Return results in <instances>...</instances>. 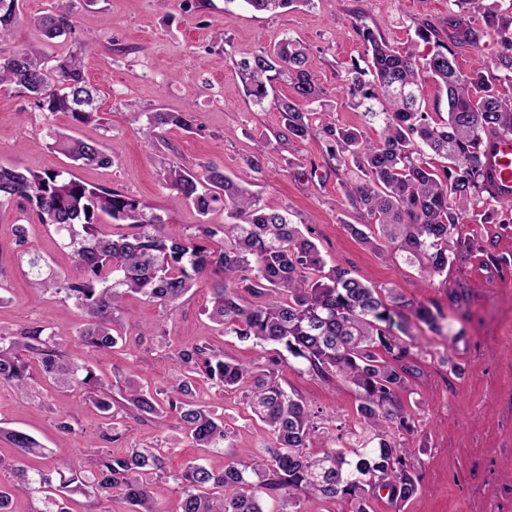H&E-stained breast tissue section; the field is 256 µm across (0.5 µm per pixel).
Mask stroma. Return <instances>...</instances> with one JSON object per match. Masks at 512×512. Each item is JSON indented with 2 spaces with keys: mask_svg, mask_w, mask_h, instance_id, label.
<instances>
[{
  "mask_svg": "<svg viewBox=\"0 0 512 512\" xmlns=\"http://www.w3.org/2000/svg\"><path fill=\"white\" fill-rule=\"evenodd\" d=\"M53 0H22L12 47L37 46L55 56L79 51L84 74L96 88L99 118L87 124L49 114L14 88H0V165L43 171L68 165L49 148V134L59 131L100 142L111 157L108 168L79 166L82 182L109 187L135 197L169 225L192 228L196 212L173 205L163 185L171 161L188 167L200 162L223 166L226 175L248 186L261 203L286 208L292 223L310 227L328 266H342L369 286H392L406 298L438 305L451 326L439 336L417 332L414 362L420 375L401 399L414 412L413 428L398 433L409 448L420 478V491L403 505L372 500L373 512H512V223H503L495 202L483 207L488 222L458 225L455 238L473 241L443 275L425 278L418 266L392 257L386 245L364 244L349 225L362 223L336 173L331 141L288 138L273 105L258 106L244 93L235 62L245 54L282 39L303 41L308 66L325 91L322 104L336 125L356 127L373 142L377 125L352 106L345 74L352 66L367 68V27L403 47L422 22L448 41L461 69L493 58L496 45L485 31L453 41L449 21L460 14L453 0H313L307 7L279 14L258 13L244 0H74L75 28L49 41L32 19ZM136 112H186L192 131L158 130L155 138L140 133ZM261 155V172L246 164ZM21 224L30 242L51 267L78 277L71 249L32 211L0 208V333L27 325L49 324L63 352L75 362H89L96 373L119 385L168 388L177 384L179 349L206 345L225 358L263 365L270 347L225 335L204 313L212 280L199 279L172 311L132 298L119 317L122 337L112 349L87 354L75 340L84 321L81 310L62 296L30 287L17 260L12 228ZM461 374H454V367ZM281 383L323 415L309 450L321 452L338 428H357L356 394L297 371L284 370ZM199 401L223 418L232 430L220 448L195 447L174 415L165 426L133 423L113 450L130 446L165 449L170 471L192 461L220 471L231 462L259 454L267 434L251 415L239 390H222L206 378L196 381ZM68 421L70 431L58 429ZM0 425L34 436L45 456L29 459L31 467L50 470L60 459L90 460L103 447L105 421L72 391L33 385L29 394L0 384Z\"/></svg>",
  "mask_w": 512,
  "mask_h": 512,
  "instance_id": "1",
  "label": "stroma"
}]
</instances>
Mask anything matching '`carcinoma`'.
Returning a JSON list of instances; mask_svg holds the SVG:
<instances>
[{"instance_id":"1","label":"carcinoma","mask_w":512,"mask_h":512,"mask_svg":"<svg viewBox=\"0 0 512 512\" xmlns=\"http://www.w3.org/2000/svg\"><path fill=\"white\" fill-rule=\"evenodd\" d=\"M19 2L0 0L1 43L11 35ZM243 2L256 12L276 13L312 0ZM457 3L481 17L497 45L494 60L480 59L460 69L455 54L427 23L416 30L417 41L405 48L368 28L361 30L373 81L362 82L356 68L346 73V81L365 116L381 127L377 143L357 128L336 126L328 112L305 108L320 101L324 91L307 68L303 44L284 39L236 62L244 90L256 104L273 96L289 136L297 141L322 136L336 144V170L355 174L344 181L348 200L371 220L348 225L351 234L364 243L379 237L428 278L443 275L455 260L461 244L453 231L476 219L486 198L512 210V201L498 199L501 188L487 163L492 140L512 136V80L492 75L495 67L512 70V14L485 5V0ZM34 25L51 40L71 32V0H56L54 10L35 18ZM285 76L292 94L281 97L274 83ZM426 76L445 89V119L419 109ZM3 85L17 88L43 111L64 112L79 123L97 117L96 89L86 80L78 54L59 57L49 66L38 47L14 49L0 56ZM133 117L146 118L147 135L167 126L187 132L193 127L182 112H135ZM51 139L49 147L74 163L112 165L97 143L59 132ZM436 157L448 164L436 166ZM163 180L174 202L192 207L202 218L220 204L231 223L215 227L201 222L189 234L168 229L163 217L147 212L140 200L90 187L67 170L33 172L0 165V208L15 203L53 226L68 239L66 246L81 271L75 279L56 275L28 241L24 225L16 224L14 242L32 287L62 293L84 310L87 320L78 338L99 352L120 338L116 312L127 298L143 297L172 310L197 279L220 273L211 306L205 308L209 319L241 341L283 347L303 374L354 389L356 414L368 436L348 447L308 452L319 426L307 403L282 387L286 362L279 357L256 369L191 345L177 352L183 376L176 386L151 392L130 384L119 390L118 400L112 385L91 367L65 360L51 327L35 324L15 336L0 333V383L23 391L37 371L51 387L78 391L84 404L108 420L103 434L108 442L123 438L130 418L160 423L170 412L195 447H224V419L196 399L194 383L202 375L226 390H243L252 417L270 441L252 461L233 463L221 473L191 464L170 477L159 448H130L123 454L103 448L91 478L83 474L80 461H59L56 485L49 474H31L12 457L0 455V470L13 472L19 484L42 494V508L36 512H68L65 501L71 493L100 502L112 500L116 490L130 512H162L158 485L169 477L182 487L180 512H265V495L288 503L304 500L308 507L303 512H320L322 503L337 500L349 502L351 512H371L370 501L382 492L396 505L412 499L419 490L417 471L411 452L393 433L411 427L413 420L412 410L400 399L416 375L415 336L408 320L439 332L441 310L407 300L395 288L370 287L342 266L326 269L312 236L291 224L286 210L260 204L254 192L217 165L205 162L190 169L171 162ZM102 215L127 225V232L112 235L98 221ZM0 436L22 457L43 453V446L26 432L1 427Z\"/></svg>"}]
</instances>
